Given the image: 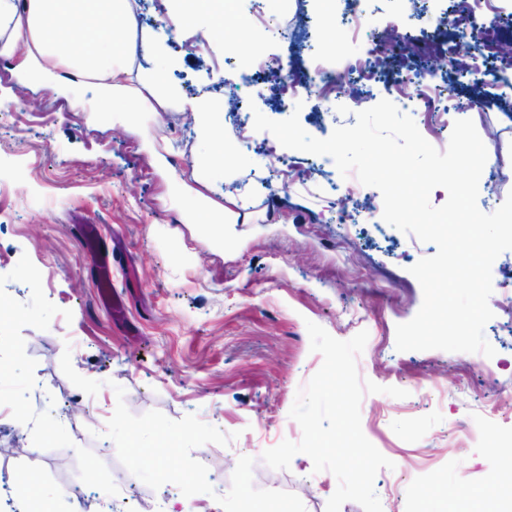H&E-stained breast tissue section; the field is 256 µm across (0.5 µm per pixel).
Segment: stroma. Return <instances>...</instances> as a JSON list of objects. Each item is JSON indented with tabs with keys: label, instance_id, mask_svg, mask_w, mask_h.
<instances>
[{
	"label": "stroma",
	"instance_id": "obj_1",
	"mask_svg": "<svg viewBox=\"0 0 512 512\" xmlns=\"http://www.w3.org/2000/svg\"><path fill=\"white\" fill-rule=\"evenodd\" d=\"M236 11L232 41L201 53L171 42L181 64L170 78L188 96L225 94L223 74L269 59L276 68L250 76L249 99L272 120L298 114L319 139L397 99L391 72L360 76L354 94L327 102L308 84H282L290 34L310 67L366 56L369 43L350 27L320 36L325 0H279L260 18L255 0H237ZM467 11L465 0H366L362 21L380 29L399 19L410 41L427 35L420 15L455 14L457 35L442 49L458 58ZM13 90L19 116L0 123V246L11 255L0 266V414L22 423L30 454L0 452L9 474L0 497L17 512L34 474L50 512H72L77 489L97 503L125 492L136 512L175 500L184 512H326L332 473L314 472L304 454L286 470L263 460L302 438L289 412L323 363L310 349V321L339 340L367 331L360 378L407 392L367 393L360 405L365 436L394 463L375 478L383 512H504L484 483L489 454L512 461V333L501 317L486 324L491 358L396 349L397 325L423 302L410 269L436 245L345 220L334 192L343 178L333 164L314 169L312 154L289 150L299 178L281 184L265 166L279 145L270 132L256 133L250 163L238 164L235 112L224 115L223 140L237 180L204 193L220 203L255 179L267 194L250 198L249 223L214 236L187 187L210 148L194 113L108 112L78 78L60 96L35 82ZM470 97L483 110L466 108ZM72 98L84 111L70 109ZM510 99L507 80L491 88L463 74L442 93L478 134L496 130L509 166ZM68 398L88 417L61 419ZM458 482L472 488L469 499L451 493Z\"/></svg>",
	"mask_w": 512,
	"mask_h": 512
}]
</instances>
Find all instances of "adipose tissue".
<instances>
[{
    "label": "adipose tissue",
    "mask_w": 512,
    "mask_h": 512,
    "mask_svg": "<svg viewBox=\"0 0 512 512\" xmlns=\"http://www.w3.org/2000/svg\"><path fill=\"white\" fill-rule=\"evenodd\" d=\"M171 32L156 33L136 46L137 21L129 0H0V56L17 58L15 73L64 94L68 76L91 81L109 111L128 112L133 105L148 112L186 108L196 112L202 137H210L224 117L217 97L187 99L167 79L178 59L170 37L185 41L203 35L223 41L234 29L235 15L224 0H162ZM209 24L201 28L198 17ZM79 50H72L75 36Z\"/></svg>",
    "instance_id": "ef3b65f1"
}]
</instances>
